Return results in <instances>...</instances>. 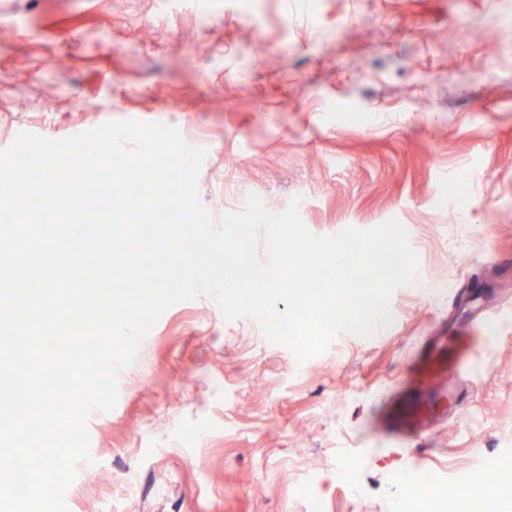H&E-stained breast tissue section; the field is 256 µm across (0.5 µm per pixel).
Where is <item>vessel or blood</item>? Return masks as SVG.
<instances>
[{"label": "vessel or blood", "mask_w": 512, "mask_h": 512, "mask_svg": "<svg viewBox=\"0 0 512 512\" xmlns=\"http://www.w3.org/2000/svg\"><path fill=\"white\" fill-rule=\"evenodd\" d=\"M455 340L452 349L447 337H425L406 377L383 407L382 433L414 442L448 413L473 404L480 384L477 359L490 338L482 321L469 320L458 325Z\"/></svg>", "instance_id": "b4317fda"}]
</instances>
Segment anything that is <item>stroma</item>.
I'll use <instances>...</instances> for the list:
<instances>
[{"label":"stroma","mask_w":512,"mask_h":512,"mask_svg":"<svg viewBox=\"0 0 512 512\" xmlns=\"http://www.w3.org/2000/svg\"><path fill=\"white\" fill-rule=\"evenodd\" d=\"M490 24L492 45L471 38ZM124 120L206 149L213 219L254 194L274 213L304 196L321 236L397 220L421 285L393 293L386 334L340 333L304 361L208 296L172 306L114 408L89 416L95 463L78 464L66 512H314L311 473L321 512H396L408 454L373 433L381 402L466 289L512 312V0H0V150ZM469 169L459 213L448 184ZM482 374L473 414L420 440L421 472L512 456V325ZM346 460L362 497L336 479Z\"/></svg>","instance_id":"1"}]
</instances>
